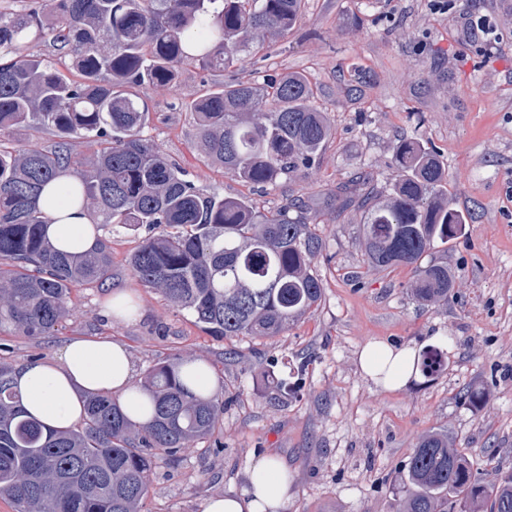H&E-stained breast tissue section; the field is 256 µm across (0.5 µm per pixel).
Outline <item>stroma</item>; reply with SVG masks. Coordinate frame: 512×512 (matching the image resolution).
Returning a JSON list of instances; mask_svg holds the SVG:
<instances>
[{"mask_svg":"<svg viewBox=\"0 0 512 512\" xmlns=\"http://www.w3.org/2000/svg\"><path fill=\"white\" fill-rule=\"evenodd\" d=\"M494 32L470 36L478 20ZM298 72L333 135L319 161L277 186L254 190L203 161L195 101L232 81L259 83ZM150 119L143 135L200 191L245 196L264 213L306 200L323 243L312 270L318 306L268 338L213 336L186 311L144 286L128 258L140 234L100 231L112 268L100 285L74 288L63 329L32 339L0 335V358L19 366L53 358L75 338L109 337L129 349L135 378L171 359L200 360L224 400L220 453L188 448L157 460L146 512H203L209 497L239 495L258 459H280L291 476L282 512H396L400 469L421 437L448 433L489 482L512 473V0H305L295 28L221 72L180 68L174 83L140 88ZM414 138L439 155L448 204L466 218L462 236L428 255L455 273L447 301L418 303L411 268L369 265L365 212L326 204L357 170L362 192L391 191L394 149ZM135 303L127 319L104 314L112 293ZM370 343L441 347L437 373L387 390L361 371ZM300 379L294 394L273 377ZM477 389L472 407L465 394Z\"/></svg>","mask_w":512,"mask_h":512,"instance_id":"1","label":"stroma"}]
</instances>
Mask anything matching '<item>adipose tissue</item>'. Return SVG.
<instances>
[{
  "label": "adipose tissue",
  "instance_id": "1",
  "mask_svg": "<svg viewBox=\"0 0 512 512\" xmlns=\"http://www.w3.org/2000/svg\"><path fill=\"white\" fill-rule=\"evenodd\" d=\"M80 183L79 177L62 172L39 198L49 219L47 236L63 252L86 253L96 242L87 205L71 194ZM358 364L366 376L387 389L406 386L414 373L409 349L382 344L366 345ZM133 374L132 356L124 344L79 338L69 341L58 358L19 366L13 383L25 410L53 429H66L79 421L82 397L89 392L118 398L128 416L143 423L149 418V405L134 385ZM289 488L287 467L277 459L263 458L251 467L243 494L211 497L204 512H281Z\"/></svg>",
  "mask_w": 512,
  "mask_h": 512
}]
</instances>
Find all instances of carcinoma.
I'll use <instances>...</instances> for the list:
<instances>
[{
    "mask_svg": "<svg viewBox=\"0 0 512 512\" xmlns=\"http://www.w3.org/2000/svg\"><path fill=\"white\" fill-rule=\"evenodd\" d=\"M53 19L0 11V130L52 129L48 150L0 144V333L31 338L59 330L72 290L102 281L112 267L103 241L86 254L57 251L36 199L72 163L69 140H95L81 161L75 196L93 204L101 227L147 235L129 263L147 287L215 336H277L322 298L311 264L322 250L317 216L290 202L265 214L245 197L201 193L142 135L149 110L135 87L170 84L196 64L224 70L257 48L260 32L285 35L302 0H56ZM48 30L73 52V80L20 47ZM309 80L288 73L268 84L229 83L194 104L206 161L245 184L277 185L311 168L333 134L313 104ZM272 110L265 111L266 107ZM399 179L389 198L366 204L361 235L376 268L409 267L421 302L448 300L454 273L422 264L436 244L462 235L465 219L444 202L447 176L419 141L394 151ZM445 361L437 347L414 365L425 374ZM180 363L164 361L139 382L152 417L131 423L116 398L91 394L78 427L55 430L26 415L14 369L0 360V496L14 512H142L158 458L177 461L210 439L224 401L190 393ZM398 512H512V475L485 484L448 434L421 438L398 483Z\"/></svg>",
    "mask_w": 512,
    "mask_h": 512,
    "instance_id": "carcinoma-1",
    "label": "carcinoma"
}]
</instances>
